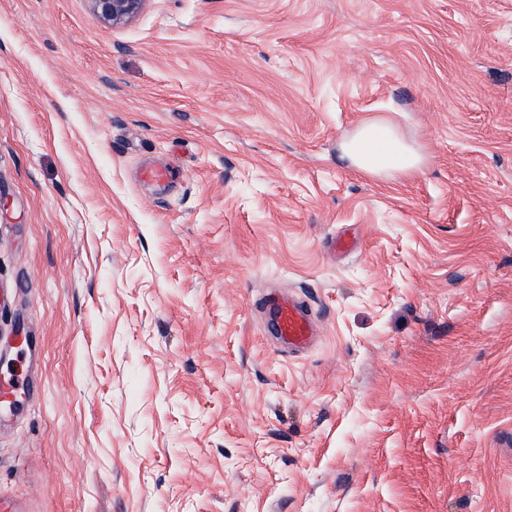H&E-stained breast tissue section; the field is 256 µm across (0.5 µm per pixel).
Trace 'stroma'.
<instances>
[{
	"label": "stroma",
	"mask_w": 512,
	"mask_h": 512,
	"mask_svg": "<svg viewBox=\"0 0 512 512\" xmlns=\"http://www.w3.org/2000/svg\"><path fill=\"white\" fill-rule=\"evenodd\" d=\"M0 388L22 512H512V0H0ZM146 0H87L92 13L103 23L112 26L134 18ZM352 167L369 175L399 171L412 175L421 169L422 158L384 118L364 121L342 145ZM274 339L288 353H302L314 342L315 325L308 308L294 297L269 301Z\"/></svg>",
	"instance_id": "obj_1"
}]
</instances>
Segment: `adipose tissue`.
I'll use <instances>...</instances> for the list:
<instances>
[{
    "label": "adipose tissue",
    "mask_w": 512,
    "mask_h": 512,
    "mask_svg": "<svg viewBox=\"0 0 512 512\" xmlns=\"http://www.w3.org/2000/svg\"><path fill=\"white\" fill-rule=\"evenodd\" d=\"M343 154L356 170L369 175L400 172L412 175L421 168L422 158L398 134L387 119L364 121L353 137L342 145Z\"/></svg>",
    "instance_id": "obj_1"
}]
</instances>
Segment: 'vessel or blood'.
Wrapping results in <instances>:
<instances>
[{"label": "vessel or blood", "instance_id": "vessel-or-blood-1", "mask_svg": "<svg viewBox=\"0 0 512 512\" xmlns=\"http://www.w3.org/2000/svg\"><path fill=\"white\" fill-rule=\"evenodd\" d=\"M268 306L274 338L282 350L290 353L306 351L316 336L308 308L290 296L269 301Z\"/></svg>", "mask_w": 512, "mask_h": 512}]
</instances>
